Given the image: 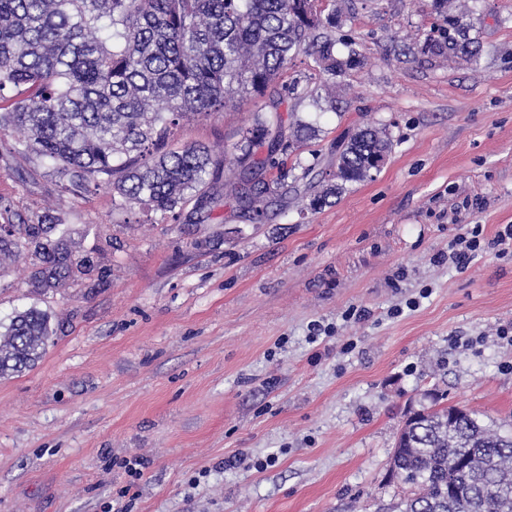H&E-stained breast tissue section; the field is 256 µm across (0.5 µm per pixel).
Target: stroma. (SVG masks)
<instances>
[{"label":"stroma","instance_id":"35a3bbf8","mask_svg":"<svg viewBox=\"0 0 512 512\" xmlns=\"http://www.w3.org/2000/svg\"><path fill=\"white\" fill-rule=\"evenodd\" d=\"M353 4L341 33L367 62L283 153L264 223L225 194L233 167L164 218L0 129V224L51 215L95 264L45 294L0 272V320L24 305L57 326L33 368L0 377V512H382L423 391L512 424V255L446 260L458 224L512 225V0H479L476 66L414 55L422 0ZM275 100L308 109L277 81L171 145L221 151ZM367 125L393 143L380 172L305 209Z\"/></svg>","mask_w":512,"mask_h":512}]
</instances>
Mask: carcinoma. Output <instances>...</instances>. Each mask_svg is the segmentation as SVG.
Segmentation results:
<instances>
[{"label":"carcinoma","instance_id":"1","mask_svg":"<svg viewBox=\"0 0 512 512\" xmlns=\"http://www.w3.org/2000/svg\"><path fill=\"white\" fill-rule=\"evenodd\" d=\"M432 27L417 53L476 64L480 44L468 36L467 9L430 0ZM353 15L351 0H0V97L15 93L0 127L84 185L105 176L120 206L162 214L181 208L228 163L236 165L237 200L256 224L267 216L272 153L301 147L318 129L289 113L259 108L224 159L202 145L169 148L173 130L190 116L224 111L238 97L261 98L300 55L324 76L285 87L319 107L332 102L329 83L364 64L352 44L336 51L332 32ZM268 146L271 155L256 156ZM392 142L367 126L336 149V182L310 198L315 211L346 185L371 179ZM0 260L21 262L28 286L46 293L90 271L71 248L62 224H0ZM48 314L15 312L0 335V375L32 367L52 338ZM432 406L404 421L391 453L403 488L394 512H512V427L473 410Z\"/></svg>","mask_w":512,"mask_h":512}]
</instances>
